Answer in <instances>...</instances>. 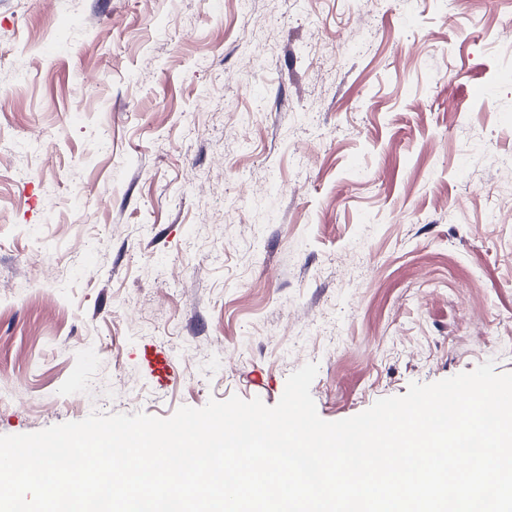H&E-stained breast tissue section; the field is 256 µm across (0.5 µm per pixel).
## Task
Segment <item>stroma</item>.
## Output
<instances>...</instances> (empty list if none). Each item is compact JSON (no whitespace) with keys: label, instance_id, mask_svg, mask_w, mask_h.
I'll list each match as a JSON object with an SVG mask.
<instances>
[{"label":"stroma","instance_id":"1","mask_svg":"<svg viewBox=\"0 0 512 512\" xmlns=\"http://www.w3.org/2000/svg\"><path fill=\"white\" fill-rule=\"evenodd\" d=\"M1 91L0 435L512 372V0H0Z\"/></svg>","mask_w":512,"mask_h":512}]
</instances>
